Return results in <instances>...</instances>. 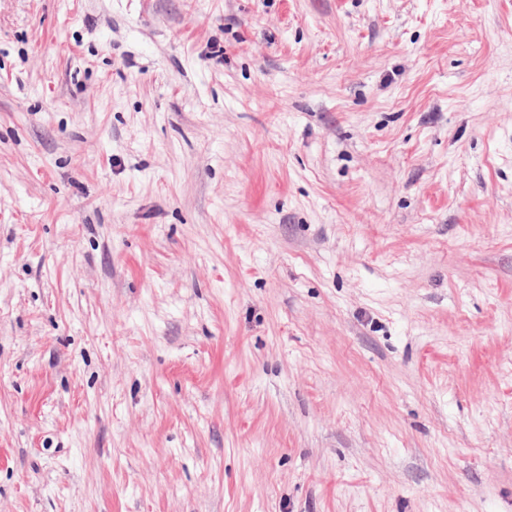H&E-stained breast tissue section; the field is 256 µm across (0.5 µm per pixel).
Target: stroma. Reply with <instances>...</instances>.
Returning <instances> with one entry per match:
<instances>
[{
    "label": "stroma",
    "mask_w": 512,
    "mask_h": 512,
    "mask_svg": "<svg viewBox=\"0 0 512 512\" xmlns=\"http://www.w3.org/2000/svg\"><path fill=\"white\" fill-rule=\"evenodd\" d=\"M0 512H512V0H0Z\"/></svg>",
    "instance_id": "1"
}]
</instances>
